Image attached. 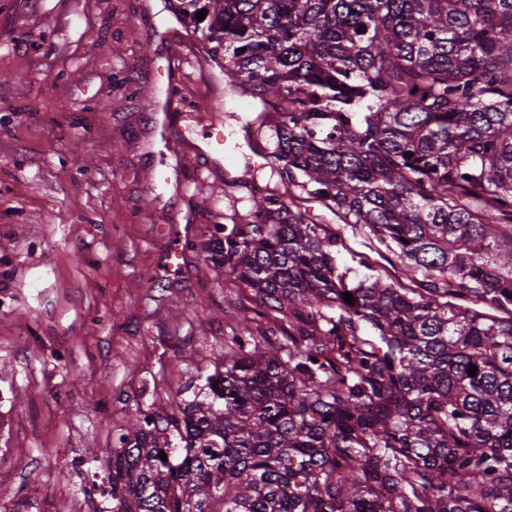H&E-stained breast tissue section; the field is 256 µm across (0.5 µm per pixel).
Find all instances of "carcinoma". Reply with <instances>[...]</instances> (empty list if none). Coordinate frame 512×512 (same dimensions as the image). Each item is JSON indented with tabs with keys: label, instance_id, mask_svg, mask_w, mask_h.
Wrapping results in <instances>:
<instances>
[{
	"label": "carcinoma",
	"instance_id": "1",
	"mask_svg": "<svg viewBox=\"0 0 512 512\" xmlns=\"http://www.w3.org/2000/svg\"><path fill=\"white\" fill-rule=\"evenodd\" d=\"M170 6L285 192L201 243L263 311L115 438L109 512H512V0Z\"/></svg>",
	"mask_w": 512,
	"mask_h": 512
}]
</instances>
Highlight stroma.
I'll return each instance as SVG.
<instances>
[{"mask_svg": "<svg viewBox=\"0 0 512 512\" xmlns=\"http://www.w3.org/2000/svg\"><path fill=\"white\" fill-rule=\"evenodd\" d=\"M169 0H0V512H107L94 472L141 410L176 412L240 315L189 249L278 187L242 138L248 99L184 64L179 165L147 92L165 90ZM224 154L204 151L210 125ZM257 167L251 186L227 177ZM177 180L148 189L145 175ZM179 259L169 260L171 251Z\"/></svg>", "mask_w": 512, "mask_h": 512, "instance_id": "1", "label": "stroma"}]
</instances>
